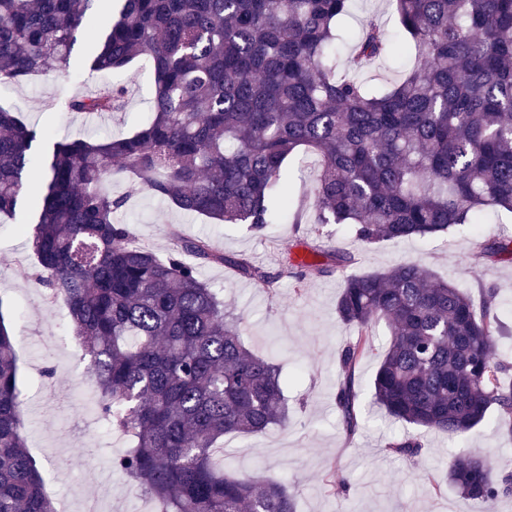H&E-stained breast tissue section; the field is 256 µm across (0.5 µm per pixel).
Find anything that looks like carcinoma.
I'll return each instance as SVG.
<instances>
[{
  "label": "carcinoma",
  "mask_w": 512,
  "mask_h": 512,
  "mask_svg": "<svg viewBox=\"0 0 512 512\" xmlns=\"http://www.w3.org/2000/svg\"><path fill=\"white\" fill-rule=\"evenodd\" d=\"M97 0H0V86L48 74L70 58ZM354 0H121L97 32L94 71L140 58L155 74L153 116L118 138H63L31 152L36 130L0 107V215L15 213L23 173L42 172L32 249L49 304L64 302L99 390L97 414L131 446L112 469L161 512H295L278 480H257L214 456L227 435L288 422L281 368L241 339V321L200 280L198 260L230 266L263 288L275 277L244 258L178 238L166 258L132 240L126 198L103 188L129 176L180 210L254 230L289 203L288 158H319L313 231L327 224L375 244L447 234L486 211L512 214V0H384L396 43L368 13L348 38ZM401 49L400 78L363 74ZM75 117L119 112L117 84L74 95ZM473 298L417 264L349 276L336 303L356 337L340 352L343 427L358 426L356 368L389 341L372 381L394 419L459 436L497 411L512 437V360L498 348L495 293ZM19 365L0 313V512H57L26 448ZM416 457V438L392 442ZM482 456H452L448 478L468 498L511 490Z\"/></svg>",
  "instance_id": "cac0c4a2"
}]
</instances>
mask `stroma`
<instances>
[{"label": "stroma", "instance_id": "stroma-1", "mask_svg": "<svg viewBox=\"0 0 512 512\" xmlns=\"http://www.w3.org/2000/svg\"><path fill=\"white\" fill-rule=\"evenodd\" d=\"M92 47L91 40H83L77 53L57 70L19 85L0 86V106L57 138L134 132L152 115L153 68L141 59L116 76L92 71L87 64ZM115 82L126 89L123 111L83 120L66 110L68 97ZM318 168L312 154L288 164L289 192L301 208L303 223H295L293 213L285 210L260 231L186 214L126 178L106 185L113 194L128 195L123 220L134 238L159 257L172 252L178 234L209 240L217 251L246 258L278 275L272 287L262 288L224 265L197 266L199 278L240 317L246 345L279 364L287 380V425L255 437L225 436V453L238 470L260 479L282 480L297 512H512V492L489 502L477 501L461 495L448 481L449 456L512 458V438L499 431L494 419L451 437L393 420L372 407L370 385L379 363L377 353L388 340L385 324L373 327L377 353L363 360L356 372L367 411L355 432L343 428L336 408L340 352L354 337L352 328L336 315V300L350 275L416 263L472 297L494 290L506 329L498 344L512 356V254L485 251L487 244L512 237V217L490 211L476 230L379 244L358 241L336 224L325 226L316 236L309 233L306 221L312 216ZM37 183L36 172H27L15 217L0 221V313L11 326L19 358L26 444L80 512H101L108 502L113 512H133L138 499L146 495L143 488L117 472L106 484L85 474L86 459L108 465L112 454L128 448L129 442L116 440L104 421L82 415L77 406V389L89 384L91 377L72 338L68 309L61 302L47 304L42 285L17 275L18 268L35 265L28 207ZM334 249L351 254L345 270L300 285L293 273L282 269L286 263H326L327 252ZM413 435L423 444L420 456L387 451L388 443ZM344 477L352 482L346 497L336 492Z\"/></svg>", "mask_w": 512, "mask_h": 512}]
</instances>
